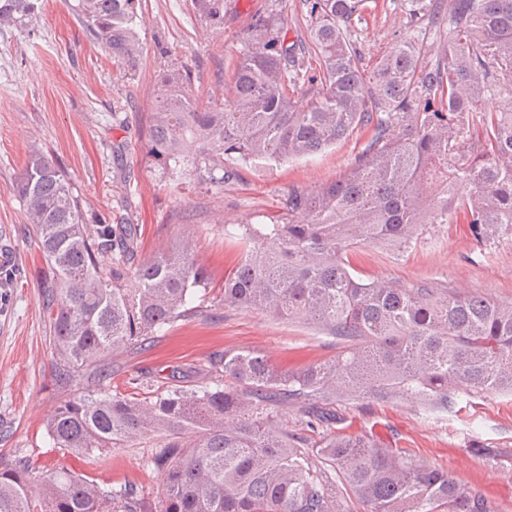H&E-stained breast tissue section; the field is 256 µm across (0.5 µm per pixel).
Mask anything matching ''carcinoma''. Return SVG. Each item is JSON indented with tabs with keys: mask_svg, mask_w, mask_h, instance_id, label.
<instances>
[{
	"mask_svg": "<svg viewBox=\"0 0 512 512\" xmlns=\"http://www.w3.org/2000/svg\"><path fill=\"white\" fill-rule=\"evenodd\" d=\"M121 65L136 64L139 0H65ZM308 39L287 42L275 10L244 38L224 83V102L195 105L181 74L162 78L166 101L144 133L162 168L224 184V163L285 161L371 133L356 166L314 194L288 191L269 224L225 233L242 252L224 275L217 306L260 310L315 326L336 339L330 360L293 371L261 354L226 349L205 381L182 370L150 398L112 393V354L141 352L194 304L205 277L189 247L134 260L135 227L91 233L65 171L31 153L15 187L50 275L41 282L51 320L57 385H80L48 418L52 447L106 461L148 437L161 493L102 487L65 466L38 476L29 460L0 459V512H498L448 469L416 461L374 434L336 431V403L359 397L421 400L446 411L462 396L512 394V301L441 296L354 275L361 246L406 245L426 224L464 220L479 241L512 237V0H449L456 32L426 68L419 43L400 42L364 77L349 34L365 0H301ZM413 18L439 19L434 3L407 0ZM224 19V0H194ZM39 0H0V26L23 25ZM310 70L321 96L300 109L291 87ZM135 287H127V283ZM303 415L288 430L282 411Z\"/></svg>",
	"mask_w": 512,
	"mask_h": 512,
	"instance_id": "carcinoma-1",
	"label": "carcinoma"
}]
</instances>
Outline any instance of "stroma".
Wrapping results in <instances>:
<instances>
[{"instance_id":"35a3bbf8","label":"stroma","mask_w":512,"mask_h":512,"mask_svg":"<svg viewBox=\"0 0 512 512\" xmlns=\"http://www.w3.org/2000/svg\"><path fill=\"white\" fill-rule=\"evenodd\" d=\"M271 8L282 11L289 40L306 36L300 0H224L220 23L200 16L193 0H140L142 52L132 69L90 38L65 0H40L32 22L0 28V267L13 272L0 283V457L24 456L40 471L64 465L116 488L132 482L148 499L160 491V474L145 464L149 441L114 449L102 465L49 444L46 420L69 394L51 371L53 329L40 290L45 258L14 188L34 150L50 153L68 174L87 223L134 225L140 260L189 246L210 296H218L237 255L225 225L269 223L282 213L289 189L312 192L339 178L368 138L363 131L311 155L235 165L220 186L169 175L157 164L141 129L161 78L186 72L185 88L200 105L223 99L228 64L242 50L247 27ZM350 33L368 65L400 40L418 41L432 63L430 45L455 36L446 19L432 25L411 18L404 0H368ZM352 263L364 279L512 299V248L503 238L476 240L462 222L425 225L405 247L362 248ZM227 349L255 350L275 366L297 369L333 358L338 347L312 326L224 308L175 323L149 350L114 353L112 383L143 372L161 381L179 367L185 384L197 385L208 357ZM337 409L340 431L378 433L389 447L409 449L478 487L498 512H512V395L465 396L448 411L398 399H355ZM482 447L496 449L495 459L479 455Z\"/></svg>"}]
</instances>
